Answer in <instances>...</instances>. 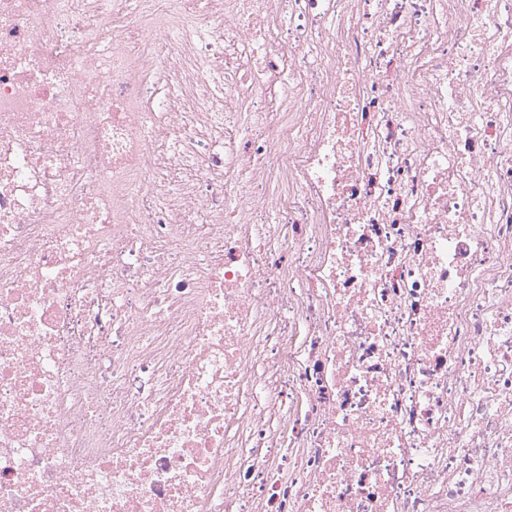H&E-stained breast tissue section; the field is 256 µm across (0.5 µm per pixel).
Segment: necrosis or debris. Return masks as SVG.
<instances>
[{
    "label": "necrosis or debris",
    "instance_id": "1",
    "mask_svg": "<svg viewBox=\"0 0 512 512\" xmlns=\"http://www.w3.org/2000/svg\"><path fill=\"white\" fill-rule=\"evenodd\" d=\"M0 512H512V0H0Z\"/></svg>",
    "mask_w": 512,
    "mask_h": 512
}]
</instances>
